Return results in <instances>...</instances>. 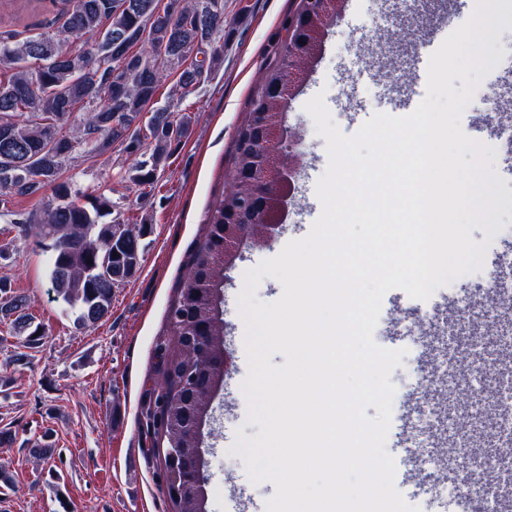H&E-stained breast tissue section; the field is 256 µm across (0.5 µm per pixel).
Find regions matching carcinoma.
Instances as JSON below:
<instances>
[{"label": "carcinoma", "mask_w": 512, "mask_h": 512, "mask_svg": "<svg viewBox=\"0 0 512 512\" xmlns=\"http://www.w3.org/2000/svg\"><path fill=\"white\" fill-rule=\"evenodd\" d=\"M213 15L224 16V0H168L162 9L158 0H67L62 38L47 32L20 41L12 30L0 32V217L15 215L16 198L53 187V202L40 221L17 224L50 250L49 291L79 327H93L105 317L113 290L138 273L151 225L146 219L127 223L105 194L77 192L60 173L79 145L91 142L105 154L120 142L137 156L129 179L140 197L153 194L158 174L195 119L184 110L155 107L157 91L174 72L182 95L193 91L202 68L187 62L194 46H210L211 64L221 63L224 24L207 22ZM81 41L96 51H83ZM290 55L287 44L238 129L236 167L242 173L259 152L267 86L288 78ZM80 111L85 118L79 134H61L65 121ZM146 112L150 118L144 123ZM248 195L245 178L237 191L214 202L169 312L173 342L158 348L161 391L147 417L163 448L180 449L189 462L200 454L202 425L224 379V217L241 209ZM0 321L23 337L27 349L43 340L23 299L10 295L3 281ZM205 332L208 338L199 341Z\"/></svg>", "instance_id": "cac0c4a2"}]
</instances>
